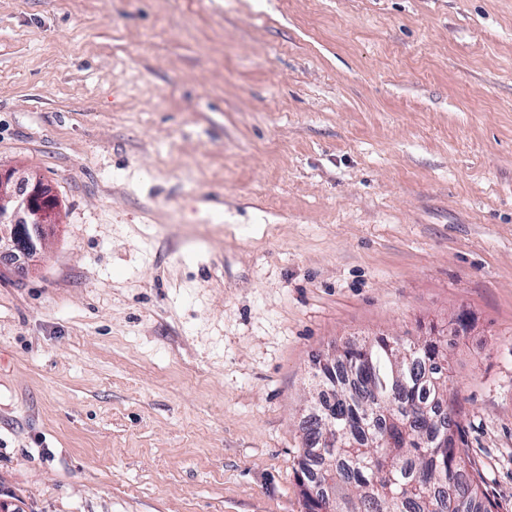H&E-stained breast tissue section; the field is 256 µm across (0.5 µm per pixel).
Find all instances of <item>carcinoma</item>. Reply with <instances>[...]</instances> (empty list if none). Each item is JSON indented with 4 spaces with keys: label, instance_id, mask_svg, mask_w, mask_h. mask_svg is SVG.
Masks as SVG:
<instances>
[{
    "label": "carcinoma",
    "instance_id": "carcinoma-1",
    "mask_svg": "<svg viewBox=\"0 0 512 512\" xmlns=\"http://www.w3.org/2000/svg\"><path fill=\"white\" fill-rule=\"evenodd\" d=\"M435 336L346 343L318 371L336 418L313 407L297 470L305 512H495L459 443L462 410Z\"/></svg>",
    "mask_w": 512,
    "mask_h": 512
}]
</instances>
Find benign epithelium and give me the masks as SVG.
Returning a JSON list of instances; mask_svg holds the SVG:
<instances>
[{"instance_id": "1", "label": "benign epithelium", "mask_w": 512, "mask_h": 512, "mask_svg": "<svg viewBox=\"0 0 512 512\" xmlns=\"http://www.w3.org/2000/svg\"><path fill=\"white\" fill-rule=\"evenodd\" d=\"M56 204L37 176L0 170V257L33 256L45 245V214Z\"/></svg>"}]
</instances>
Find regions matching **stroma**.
<instances>
[{"label":"stroma","instance_id":"1","mask_svg":"<svg viewBox=\"0 0 512 512\" xmlns=\"http://www.w3.org/2000/svg\"><path fill=\"white\" fill-rule=\"evenodd\" d=\"M0 512H304L315 358L448 346L512 512V0H0ZM56 204L37 176L0 169V257L33 256L45 245L46 212Z\"/></svg>","mask_w":512,"mask_h":512}]
</instances>
